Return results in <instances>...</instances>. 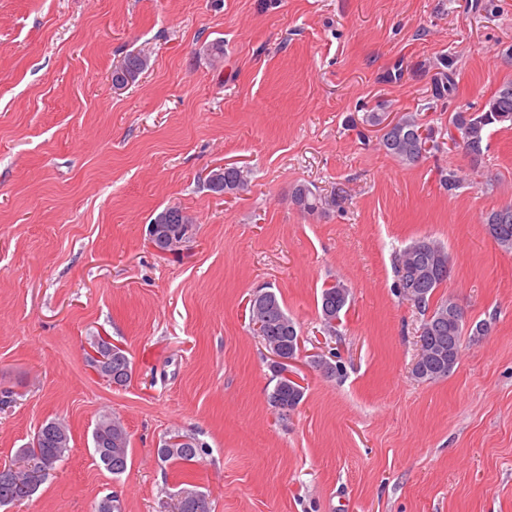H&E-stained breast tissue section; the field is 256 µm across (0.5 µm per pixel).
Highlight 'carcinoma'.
I'll return each mask as SVG.
<instances>
[{"mask_svg": "<svg viewBox=\"0 0 512 512\" xmlns=\"http://www.w3.org/2000/svg\"><path fill=\"white\" fill-rule=\"evenodd\" d=\"M125 77L113 78L112 84L123 88L134 83L148 67L149 58L140 52H131L124 58ZM458 94L453 70V59L445 57L439 72L433 79L428 108L451 107ZM512 124V82L503 84L493 96L475 112L458 110L448 120V130L438 131L425 125L418 112H405L395 126L383 133L378 141L379 149L403 165H415L424 158L444 150L443 139H448L453 148L460 149L478 165L484 156L487 129L494 124ZM220 174L224 192L235 194L247 186L248 172L234 165L212 170L207 178L209 190L216 193L213 177ZM464 182L456 169L439 171L440 188L454 194ZM291 203L308 215L322 212L336 205L306 185L295 187ZM173 215L170 224L163 225V239L159 246L166 248L169 242L180 244L190 240L196 231L191 217L178 208L168 209ZM483 224L487 234L505 251H512V204L493 209L485 214ZM451 270L448 250L441 242L427 237L417 239L404 247L396 256L394 265L397 293L423 312L420 327L421 339L434 345L431 356L420 366L417 379L435 382L447 378L456 367L461 336L466 323L463 308L451 297L433 300L438 288L447 283ZM351 292L341 280L323 288L317 307L323 329L330 336L336 334V320L348 309ZM250 317L261 319L254 328L265 348L272 355L295 361L300 356V334L296 322L288 315L282 301L273 291L257 292L250 299ZM91 348L100 358L89 356L90 366L110 374L109 384L126 386L132 375L128 353L118 347L110 348L101 337L96 336ZM278 380L269 394L270 405L285 416L294 411L304 397L303 388L288 378L292 372L290 364L272 362ZM93 448L100 463L110 473L118 476L128 468L129 433L121 420L110 413L98 416L92 433ZM70 429L60 420L43 423L35 432L28 446L18 450L15 459L0 467V507L10 506L30 499L38 487H29V471H53L66 461L70 452ZM206 453V445L190 434L174 431L162 441L158 455L165 462L189 464ZM176 512H212L209 496L199 490L182 488L177 493Z\"/></svg>", "mask_w": 512, "mask_h": 512, "instance_id": "obj_1", "label": "carcinoma"}]
</instances>
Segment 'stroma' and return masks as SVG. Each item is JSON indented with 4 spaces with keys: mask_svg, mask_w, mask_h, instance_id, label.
Instances as JSON below:
<instances>
[{
    "mask_svg": "<svg viewBox=\"0 0 512 512\" xmlns=\"http://www.w3.org/2000/svg\"><path fill=\"white\" fill-rule=\"evenodd\" d=\"M510 45L512 0H0V464L46 421L71 435L10 512H93L113 492L161 512L190 486L212 512H512V253L483 224L512 202V126L489 127L476 171L455 149L403 166L366 122L412 111L446 129L427 107L437 60L478 108L512 81ZM132 50L150 66L115 88ZM227 164L248 184L213 194ZM442 167L467 175L456 196ZM300 184L337 206L301 213ZM168 207L196 233L159 252L146 229ZM422 237L451 259L439 295L491 324L436 382L412 372L423 315L393 287L396 252ZM338 279L353 300L330 336L317 302ZM264 287L300 327L305 393L285 417L249 320ZM98 335L128 352L127 386L91 367ZM106 411L130 435L117 477L92 448ZM174 430L208 454L162 462Z\"/></svg>",
    "mask_w": 512,
    "mask_h": 512,
    "instance_id": "obj_1",
    "label": "stroma"
}]
</instances>
